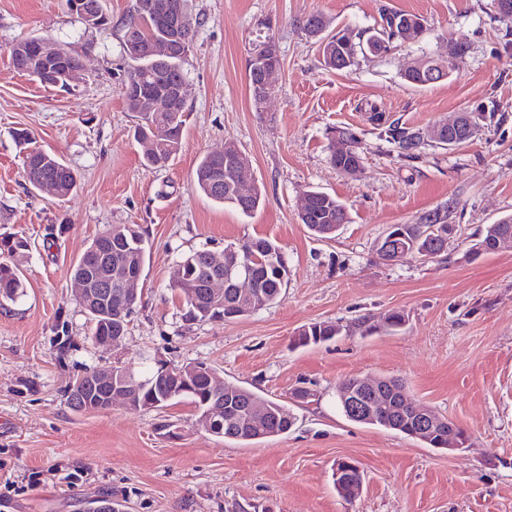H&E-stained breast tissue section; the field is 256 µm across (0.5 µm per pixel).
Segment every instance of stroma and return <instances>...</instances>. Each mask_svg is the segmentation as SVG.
Here are the masks:
<instances>
[{
    "label": "stroma",
    "mask_w": 512,
    "mask_h": 512,
    "mask_svg": "<svg viewBox=\"0 0 512 512\" xmlns=\"http://www.w3.org/2000/svg\"><path fill=\"white\" fill-rule=\"evenodd\" d=\"M133 0H103L105 30L84 29L65 0H0V233L26 241L14 264L25 294L0 307V512H87L97 498L124 512H512V247L473 254L486 225L512 213V22L493 0H189L195 24L182 147L163 168L142 163L122 85L120 37ZM419 15L424 31L341 71L324 69L299 27L312 13L355 33L383 8ZM269 36L281 63L255 109L248 60ZM23 37L68 42L80 58L73 92L17 71L9 48ZM450 60L447 79L409 86L416 60ZM493 110L491 123L451 148L400 158L370 109L429 129L457 113ZM362 141L358 177L330 163L338 128ZM76 174L61 199L29 186L13 139ZM234 142L250 158L261 203L251 215L198 192L201 158ZM336 196L349 221L319 240L298 213L306 191ZM439 213L453 225L440 256L386 261L376 245L395 224ZM115 224L148 240L139 301L118 347L92 338L69 280L90 242ZM266 237L283 248L288 283L275 304L224 321L188 323L174 290L181 256ZM402 327H387L392 313ZM339 326L333 340L300 346L310 324ZM204 364L224 381L287 402L304 387L283 435L224 440L199 425L189 402L86 413L66 403L84 372ZM393 377L408 395L466 431L457 451L431 448L349 421L336 399L351 377ZM364 473L358 497L340 498L337 460Z\"/></svg>",
    "instance_id": "35a3bbf8"
}]
</instances>
